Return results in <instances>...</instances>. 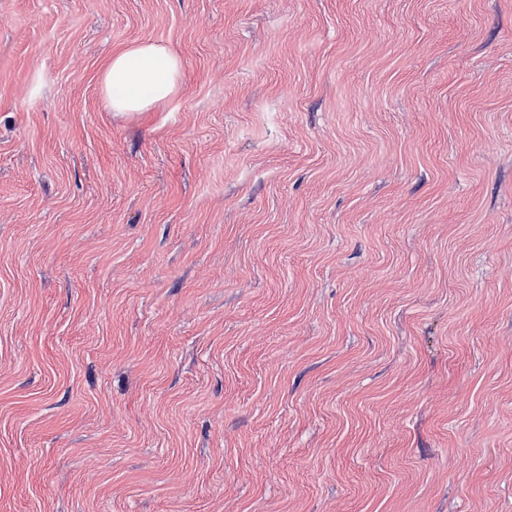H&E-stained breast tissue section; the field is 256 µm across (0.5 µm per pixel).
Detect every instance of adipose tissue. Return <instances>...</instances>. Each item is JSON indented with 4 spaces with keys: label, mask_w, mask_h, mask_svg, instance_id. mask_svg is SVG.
Segmentation results:
<instances>
[{
    "label": "adipose tissue",
    "mask_w": 512,
    "mask_h": 512,
    "mask_svg": "<svg viewBox=\"0 0 512 512\" xmlns=\"http://www.w3.org/2000/svg\"><path fill=\"white\" fill-rule=\"evenodd\" d=\"M181 78L177 54L162 43L138 41L109 57L100 73V93L110 111L148 112L178 94Z\"/></svg>",
    "instance_id": "adipose-tissue-1"
}]
</instances>
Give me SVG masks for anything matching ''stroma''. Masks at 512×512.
Returning <instances> with one entry per match:
<instances>
[{
	"instance_id": "stroma-1",
	"label": "stroma",
	"mask_w": 512,
	"mask_h": 512,
	"mask_svg": "<svg viewBox=\"0 0 512 512\" xmlns=\"http://www.w3.org/2000/svg\"><path fill=\"white\" fill-rule=\"evenodd\" d=\"M0 512H512V0H0ZM181 78L177 54L162 43L138 41L109 57L100 73V93L112 112H150L178 94Z\"/></svg>"
}]
</instances>
